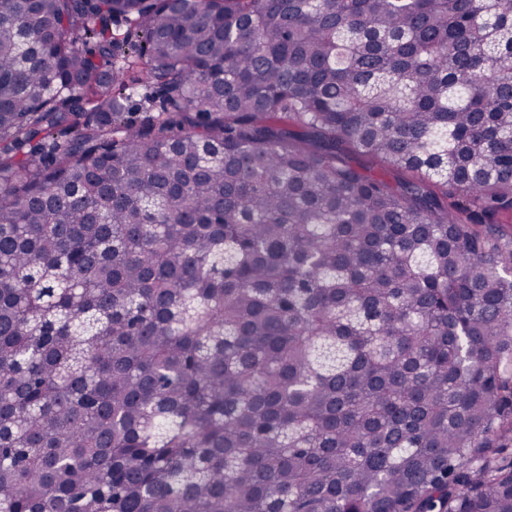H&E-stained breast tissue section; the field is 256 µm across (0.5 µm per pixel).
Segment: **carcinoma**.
I'll list each match as a JSON object with an SVG mask.
<instances>
[{
	"mask_svg": "<svg viewBox=\"0 0 512 512\" xmlns=\"http://www.w3.org/2000/svg\"><path fill=\"white\" fill-rule=\"evenodd\" d=\"M509 209L512 0H0V512H512Z\"/></svg>",
	"mask_w": 512,
	"mask_h": 512,
	"instance_id": "carcinoma-1",
	"label": "carcinoma"
}]
</instances>
